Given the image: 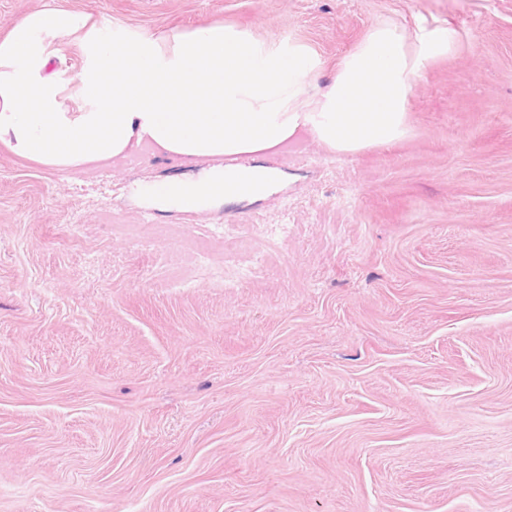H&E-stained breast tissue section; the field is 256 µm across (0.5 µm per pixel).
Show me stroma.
Returning <instances> with one entry per match:
<instances>
[{
    "mask_svg": "<svg viewBox=\"0 0 512 512\" xmlns=\"http://www.w3.org/2000/svg\"><path fill=\"white\" fill-rule=\"evenodd\" d=\"M50 1L104 34L233 23L326 78L378 22L457 42L405 139L301 138L256 201L158 207L174 160L0 145V512H512V0H0V36Z\"/></svg>",
    "mask_w": 512,
    "mask_h": 512,
    "instance_id": "stroma-1",
    "label": "stroma"
}]
</instances>
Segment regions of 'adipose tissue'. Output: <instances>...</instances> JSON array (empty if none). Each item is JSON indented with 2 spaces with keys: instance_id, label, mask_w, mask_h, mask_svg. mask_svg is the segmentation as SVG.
<instances>
[{
  "instance_id": "adipose-tissue-1",
  "label": "adipose tissue",
  "mask_w": 512,
  "mask_h": 512,
  "mask_svg": "<svg viewBox=\"0 0 512 512\" xmlns=\"http://www.w3.org/2000/svg\"><path fill=\"white\" fill-rule=\"evenodd\" d=\"M99 26L93 13L49 5L0 37V144L69 172L125 161L145 146L185 164L214 159L197 177L153 183L152 201L185 211L240 201L242 173L220 166L224 157L272 154L303 134L341 154L406 138L415 82L457 41L449 26L409 40L377 23L313 94L323 62L303 44L219 22L132 30L103 43ZM66 42L87 58L69 80L53 65L54 46Z\"/></svg>"
}]
</instances>
